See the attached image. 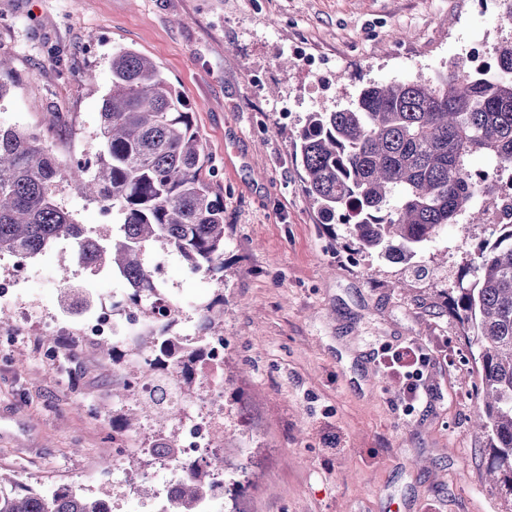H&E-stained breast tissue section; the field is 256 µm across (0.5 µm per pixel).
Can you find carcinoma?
Here are the masks:
<instances>
[{
    "mask_svg": "<svg viewBox=\"0 0 512 512\" xmlns=\"http://www.w3.org/2000/svg\"><path fill=\"white\" fill-rule=\"evenodd\" d=\"M496 60L495 76L457 65L436 81L370 83L347 107L310 113L296 135L295 157L325 223L352 216L358 244L395 264L412 262L450 224L483 223L485 212L472 200L492 197L494 186L474 178L471 160L512 164V41L496 48ZM111 68L92 160L62 166L35 134L0 128V256L30 259L70 239L79 263L116 272L135 299L154 282L144 250L157 242L191 270L224 282V196L213 189L211 158L192 113L149 58L120 48ZM63 182L105 203L112 235L74 221L55 198ZM473 273L448 296V309L477 349L484 407L476 423L498 494L512 503V223L480 247ZM206 340L174 350L166 332L145 331L127 365L148 376L156 370L151 357L161 356L169 362L168 379L189 388L186 367L203 356ZM162 404L160 394L131 407L126 428L148 420L161 427L177 417L173 406L158 410ZM173 439L130 455H170ZM223 475L224 457L206 455L187 474L172 512H199ZM108 501L72 488L48 495L0 471V512H107Z\"/></svg>",
    "mask_w": 512,
    "mask_h": 512,
    "instance_id": "cac0c4a2",
    "label": "carcinoma"
}]
</instances>
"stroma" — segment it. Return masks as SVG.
<instances>
[{"label":"stroma","instance_id":"1","mask_svg":"<svg viewBox=\"0 0 512 512\" xmlns=\"http://www.w3.org/2000/svg\"><path fill=\"white\" fill-rule=\"evenodd\" d=\"M0 0V125L45 140L60 163L92 159L112 51L151 59L190 108L224 195V281L203 287L153 243L166 292L196 335L203 305L224 298V512H506L485 480L473 427L479 406L471 349L448 313L484 228L449 225L420 257L426 276L360 249L350 225L323 223L301 181L293 137L309 113L346 107L361 85L445 74L472 43L512 40L499 0ZM324 62L310 76L304 56ZM93 73L86 81L84 73ZM293 102L288 117L278 99ZM62 118L46 130L49 113ZM69 267L60 281V264ZM15 307L27 327L0 363V469L44 492L113 488L112 430L123 405L96 348L68 373L40 354L45 323L74 330L68 285L93 303L126 290L92 274L70 241L27 260ZM404 278L399 290L393 283ZM409 342L431 356L428 403L408 409L377 353ZM107 406L104 416L91 414Z\"/></svg>","mask_w":512,"mask_h":512}]
</instances>
